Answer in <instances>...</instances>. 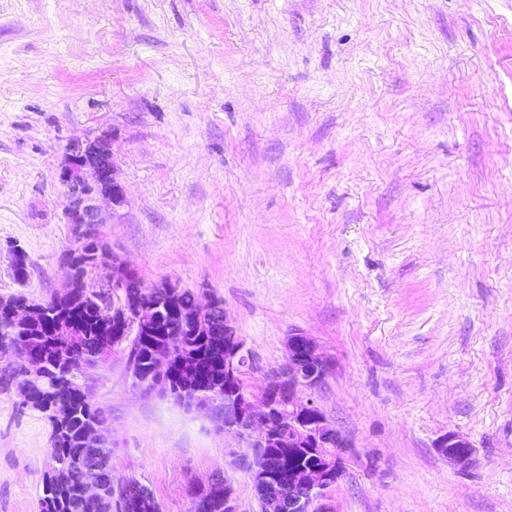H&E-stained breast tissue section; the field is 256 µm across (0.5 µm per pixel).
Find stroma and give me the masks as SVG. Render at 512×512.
I'll return each mask as SVG.
<instances>
[{
    "label": "stroma",
    "mask_w": 512,
    "mask_h": 512,
    "mask_svg": "<svg viewBox=\"0 0 512 512\" xmlns=\"http://www.w3.org/2000/svg\"><path fill=\"white\" fill-rule=\"evenodd\" d=\"M97 139L115 259L219 297L253 394L292 334L329 360L333 512H512V0H0V298L65 287L58 172ZM82 382L114 482L191 512L221 473L259 512L239 439L135 389L125 351ZM49 434L0 390V512H38ZM438 451L448 458L458 468L465 470L473 460V445L468 437L451 432L442 437L437 447Z\"/></svg>",
    "instance_id": "obj_1"
}]
</instances>
